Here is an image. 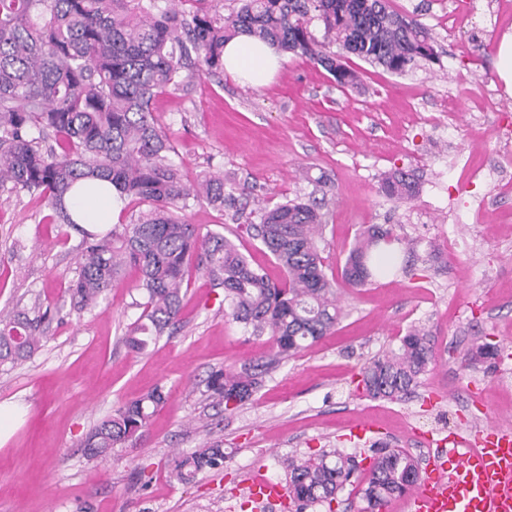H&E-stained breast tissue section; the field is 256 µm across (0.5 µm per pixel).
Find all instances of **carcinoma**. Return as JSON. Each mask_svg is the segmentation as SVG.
I'll list each match as a JSON object with an SVG mask.
<instances>
[{
    "label": "carcinoma",
    "mask_w": 512,
    "mask_h": 512,
    "mask_svg": "<svg viewBox=\"0 0 512 512\" xmlns=\"http://www.w3.org/2000/svg\"><path fill=\"white\" fill-rule=\"evenodd\" d=\"M205 0H0V185L47 202L64 224L78 227L65 196L86 179L112 183L142 206L135 221L108 232L81 230L84 248L67 293L72 309L84 312L106 298L132 266L140 274L141 313L124 337L143 351L175 324L193 260L224 286V314L255 338L268 337L275 357H290L326 336L340 321L334 279L325 269L322 229L331 199L299 197L260 210L246 231L261 241L284 277L269 280L230 238L200 235L179 212L205 201L242 217L224 179L188 180L158 126L152 104L179 87L183 72L201 65L224 68L226 42L246 35L278 53L303 55L319 64L340 88L361 87L360 73L345 57L355 55L389 73L404 75L435 59L434 37L422 22L392 9L389 0H237L227 17L201 6ZM195 4L192 11L180 6ZM336 50H331V47ZM53 136L57 148L43 146ZM414 176L396 170L380 192L396 202L412 198ZM404 238L391 227L371 225L360 234L341 268L354 287L379 274L406 270L399 262ZM38 317L15 311L0 318V366L29 359L41 347ZM498 346L471 348L469 360L494 359ZM434 360V336L414 327L397 348L362 369L368 396L390 401L411 394ZM265 366L242 372L220 369L204 381L203 394L234 411L261 386ZM166 400L164 388L124 403L86 435L89 460L111 456L148 425ZM224 448L204 445L177 453L172 475L188 484L207 469L224 466ZM288 495L296 512L331 504L352 483L358 465L334 452L315 458L288 457ZM418 462L399 448H380L362 478L363 512L406 493L407 475Z\"/></svg>",
    "instance_id": "cac0c4a2"
}]
</instances>
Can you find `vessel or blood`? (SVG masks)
I'll list each match as a JSON object with an SVG mask.
<instances>
[{
    "mask_svg": "<svg viewBox=\"0 0 512 512\" xmlns=\"http://www.w3.org/2000/svg\"><path fill=\"white\" fill-rule=\"evenodd\" d=\"M452 443L429 458L398 512H512V430L486 432L476 447L464 435Z\"/></svg>",
    "mask_w": 512,
    "mask_h": 512,
    "instance_id": "1",
    "label": "vessel or blood"
}]
</instances>
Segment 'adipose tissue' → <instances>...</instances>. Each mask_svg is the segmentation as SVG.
<instances>
[{"mask_svg": "<svg viewBox=\"0 0 512 512\" xmlns=\"http://www.w3.org/2000/svg\"><path fill=\"white\" fill-rule=\"evenodd\" d=\"M280 57L267 44L240 37L224 47V69L253 87L268 85L279 68ZM65 205L73 219L89 229L118 223L123 202L111 183L90 182L71 191Z\"/></svg>", "mask_w": 512, "mask_h": 512, "instance_id": "obj_1", "label": "adipose tissue"}]
</instances>
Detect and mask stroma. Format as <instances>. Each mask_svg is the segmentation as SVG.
<instances>
[{
    "label": "stroma",
    "mask_w": 512,
    "mask_h": 512,
    "mask_svg": "<svg viewBox=\"0 0 512 512\" xmlns=\"http://www.w3.org/2000/svg\"><path fill=\"white\" fill-rule=\"evenodd\" d=\"M431 31L439 59L395 75L351 57L363 86L340 89L317 64L283 55L275 81L254 88L224 71L200 72L157 96L153 115L188 178L220 176L249 210L314 194L336 197L322 244L344 316L335 332L274 360L267 338L224 315V290L192 270L175 327L136 353L123 338L140 311L139 274L126 269L90 312L71 310L82 235L40 199L0 187V312L39 304L45 339L26 361L0 367V405L26 409L0 442V512H260L245 483L285 484L292 453L341 450L363 459L384 440L427 464L449 434L512 427V194L477 172L512 177V94L496 66L512 35V0H390ZM413 173L405 204L379 185ZM201 231L231 237L272 280L282 268L231 210L200 202L184 213ZM390 225L411 242L406 271L352 287L338 275L357 234ZM435 359L400 401L358 389L361 366L414 325ZM498 343L496 363L467 364L473 344ZM266 362L261 388L236 411L202 395L218 369ZM169 396L136 440L108 463L87 464L85 435L124 402L155 387ZM221 443L220 471L183 484L171 454Z\"/></svg>",
    "instance_id": "stroma-1"
}]
</instances>
